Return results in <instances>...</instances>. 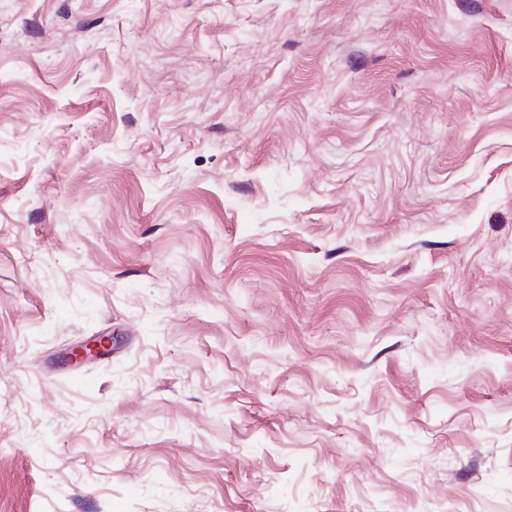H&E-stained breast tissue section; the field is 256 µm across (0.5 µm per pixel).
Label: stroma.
<instances>
[{"label":"stroma","mask_w":512,"mask_h":512,"mask_svg":"<svg viewBox=\"0 0 512 512\" xmlns=\"http://www.w3.org/2000/svg\"><path fill=\"white\" fill-rule=\"evenodd\" d=\"M0 512H512V0H0Z\"/></svg>","instance_id":"stroma-1"}]
</instances>
